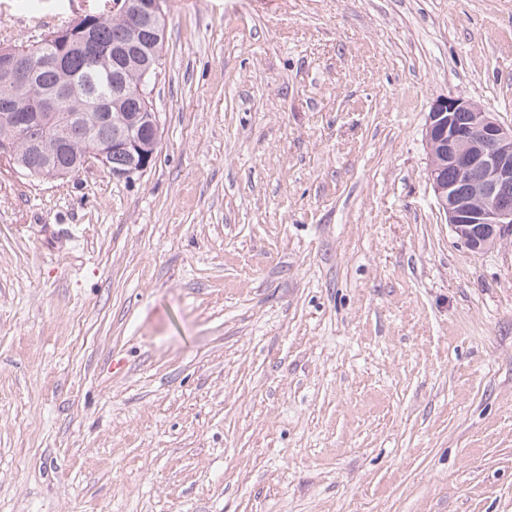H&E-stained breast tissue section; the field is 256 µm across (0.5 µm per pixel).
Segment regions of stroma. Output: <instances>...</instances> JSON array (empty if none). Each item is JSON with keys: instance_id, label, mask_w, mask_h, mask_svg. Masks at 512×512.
<instances>
[{"instance_id": "stroma-1", "label": "stroma", "mask_w": 512, "mask_h": 512, "mask_svg": "<svg viewBox=\"0 0 512 512\" xmlns=\"http://www.w3.org/2000/svg\"><path fill=\"white\" fill-rule=\"evenodd\" d=\"M163 11L147 171L0 163V512H512V235L454 237L425 142L512 126V0Z\"/></svg>"}]
</instances>
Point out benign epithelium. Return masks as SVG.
Masks as SVG:
<instances>
[{
    "label": "benign epithelium",
    "mask_w": 512,
    "mask_h": 512,
    "mask_svg": "<svg viewBox=\"0 0 512 512\" xmlns=\"http://www.w3.org/2000/svg\"><path fill=\"white\" fill-rule=\"evenodd\" d=\"M162 0H112V13L133 16L153 29V40L144 45L132 38L112 48V65L117 60L142 58L135 90L142 102L125 129L111 140L94 142L77 160V168L102 166L117 178H130L146 171L154 162L160 138L157 112L152 104V78L161 59L165 40ZM103 21L100 15H84L70 25L45 36L38 46L40 55L51 51V62L63 68V59L82 46ZM36 59L21 55L12 48L0 49V84L12 89L0 99V123L11 135L0 140V158L7 161L13 154L14 141L25 138L36 149L42 146L45 119L60 112L61 98L56 94L35 92L33 75ZM469 114L467 124L458 121L461 113ZM429 151L428 181L439 207L448 217L455 237L474 253H482L512 230V126H505L480 105L463 98L448 96L436 100L430 109L425 128ZM130 158L120 168L112 167V154ZM469 179L463 191L448 182L446 170Z\"/></svg>",
    "instance_id": "1"
}]
</instances>
